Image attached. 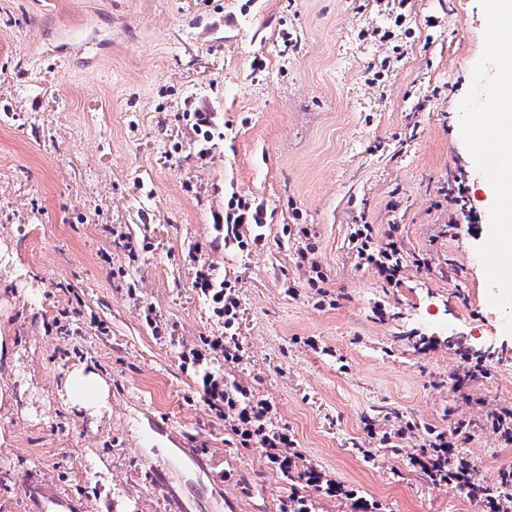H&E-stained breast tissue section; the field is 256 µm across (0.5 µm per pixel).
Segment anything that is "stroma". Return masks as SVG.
Listing matches in <instances>:
<instances>
[{
    "instance_id": "obj_1",
    "label": "stroma",
    "mask_w": 512,
    "mask_h": 512,
    "mask_svg": "<svg viewBox=\"0 0 512 512\" xmlns=\"http://www.w3.org/2000/svg\"><path fill=\"white\" fill-rule=\"evenodd\" d=\"M404 14L396 57L361 36L391 25L379 0H0V512H168L155 470L185 512L294 497L311 512H483L414 459L464 419L456 456L512 471L486 424L512 407V334L478 255L495 195L459 129L485 19L478 0ZM458 181L468 213L452 221ZM234 194L265 218L244 252L220 228ZM365 222L399 240L398 286L356 266ZM203 264L237 285L234 364L209 346L224 321L194 286ZM464 351L486 374L457 389ZM82 364L109 385L103 415L58 395ZM208 373L270 404L295 481L241 447ZM400 422L415 429L393 452L367 431Z\"/></svg>"
}]
</instances>
